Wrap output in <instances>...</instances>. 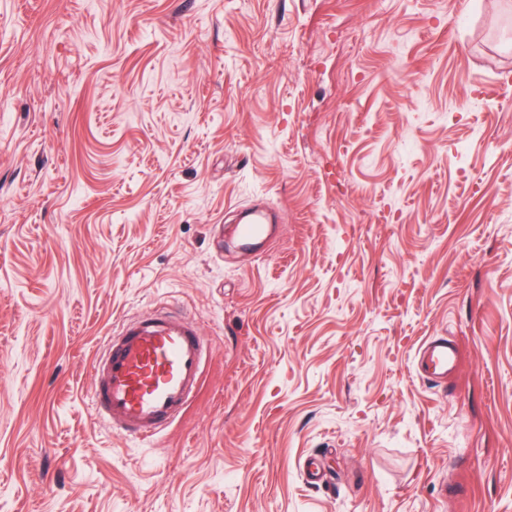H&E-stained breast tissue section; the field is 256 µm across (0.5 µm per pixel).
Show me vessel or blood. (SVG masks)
Masks as SVG:
<instances>
[{
  "mask_svg": "<svg viewBox=\"0 0 512 512\" xmlns=\"http://www.w3.org/2000/svg\"><path fill=\"white\" fill-rule=\"evenodd\" d=\"M232 232L243 245L255 244L266 234L262 213L252 212L250 223ZM419 355L423 377L442 383L458 352L448 337L433 336ZM206 356L205 338L187 317L160 309L125 318L93 365L92 408L125 438H153L195 399Z\"/></svg>",
  "mask_w": 512,
  "mask_h": 512,
  "instance_id": "1",
  "label": "vessel or blood"
}]
</instances>
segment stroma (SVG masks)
Returning <instances> with one entry per match:
<instances>
[{
  "mask_svg": "<svg viewBox=\"0 0 512 512\" xmlns=\"http://www.w3.org/2000/svg\"><path fill=\"white\" fill-rule=\"evenodd\" d=\"M491 138L512 0H0V512H512ZM254 207L250 254L227 228ZM157 306L208 357L127 440L92 362ZM422 376L436 383L448 381L457 362L458 352L452 340L445 336H431L420 348Z\"/></svg>",
  "mask_w": 512,
  "mask_h": 512,
  "instance_id": "35a3bbf8",
  "label": "stroma"
}]
</instances>
